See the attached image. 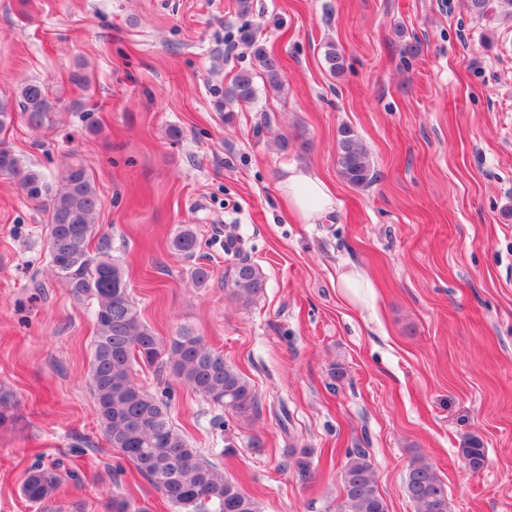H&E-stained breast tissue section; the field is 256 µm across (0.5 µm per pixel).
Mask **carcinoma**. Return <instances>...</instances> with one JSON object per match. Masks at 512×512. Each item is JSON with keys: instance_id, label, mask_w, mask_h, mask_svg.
<instances>
[{"instance_id": "obj_1", "label": "carcinoma", "mask_w": 512, "mask_h": 512, "mask_svg": "<svg viewBox=\"0 0 512 512\" xmlns=\"http://www.w3.org/2000/svg\"><path fill=\"white\" fill-rule=\"evenodd\" d=\"M262 78L278 90L283 86L280 66L273 54L257 51ZM329 70L344 71V56L331 44L325 52ZM255 75L239 73L231 96L248 103L255 96ZM54 109L41 82L23 84L13 98L0 99V130L20 111L36 129L50 119ZM336 166L350 185L366 187L374 180L368 150L349 127L339 130ZM0 176L16 181L26 197L48 205L47 242L54 276L78 299L93 305L95 336L92 353V390L100 423L112 447L147 477L176 512H261L259 501L224 471L192 448L172 423L169 402L155 396L133 379L136 365L168 369L181 383L206 401L224 408L237 421L260 416L261 397L250 381L224 355L189 329L163 341L143 319L130 296L124 266L112 257V239L96 224L102 200L85 168L68 169L57 187L43 174L22 163L12 146L0 139ZM171 247L191 257L197 247L194 228L186 224L173 237ZM265 288L258 266L243 258L235 265L231 295L244 306ZM15 397L0 387V424L12 415ZM472 472L484 468L486 450L478 443L459 449ZM289 467L302 484L313 478L312 451L291 453ZM341 500L336 512H388L368 453L361 448L346 452L342 466ZM60 477L52 467L26 471L21 493L33 503L52 501ZM404 489L415 512H450L448 490L437 469L421 455L410 458Z\"/></svg>"}]
</instances>
